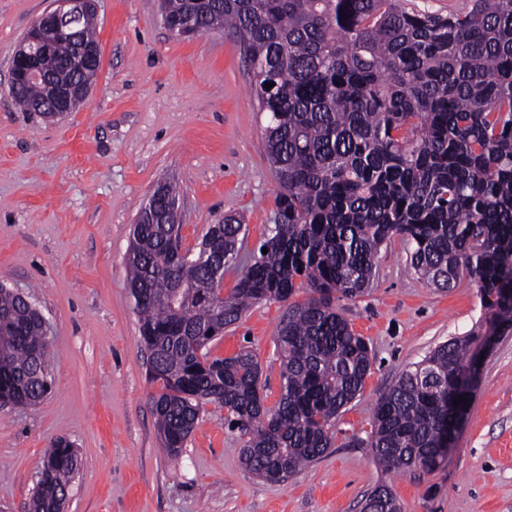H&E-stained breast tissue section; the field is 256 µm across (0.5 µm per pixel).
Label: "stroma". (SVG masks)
Segmentation results:
<instances>
[{"instance_id":"stroma-1","label":"stroma","mask_w":512,"mask_h":512,"mask_svg":"<svg viewBox=\"0 0 512 512\" xmlns=\"http://www.w3.org/2000/svg\"><path fill=\"white\" fill-rule=\"evenodd\" d=\"M52 0H0V282L31 296L50 323L51 394L0 407V512H27L46 448L59 437L80 459L64 512H361L390 486L401 512H512V334L484 359L480 383L445 463L405 475L367 445L377 399L436 346L495 328L469 281L439 290L409 272L392 237L366 294L335 306L368 343L363 391L336 419L334 445L283 482L241 461L224 409L205 405L178 456L158 446L138 316L126 288L131 226L156 183L177 180L182 246L242 216L232 288L275 210L250 63L236 40L172 35L158 0H97L101 66L75 112L46 121L9 93L11 57ZM287 304L252 305L210 353L258 358L266 404L280 398L274 340Z\"/></svg>"}]
</instances>
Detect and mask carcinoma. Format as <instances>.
<instances>
[{"label": "carcinoma", "mask_w": 512, "mask_h": 512, "mask_svg": "<svg viewBox=\"0 0 512 512\" xmlns=\"http://www.w3.org/2000/svg\"><path fill=\"white\" fill-rule=\"evenodd\" d=\"M185 36L224 31L243 46L264 151L278 184L259 256L227 296L215 287L236 260L244 225H208L182 250L179 190L154 191L133 225L127 288L160 384L152 408L163 450L179 454L207 403L243 440L244 464L284 481L333 445L340 411L371 370L365 339L333 306L364 295L381 246L400 235L408 266L438 289L475 283L484 307L512 328V0H469L448 15L402 0H161ZM95 11L77 37L58 39L61 67L9 91L44 117L62 64L98 45ZM271 83L273 87L265 88ZM268 249L262 253V249ZM306 288L310 297L293 302ZM27 296L0 284V405L34 406L52 389L47 336ZM290 302L275 338L280 399L265 404L250 351L213 357L210 346L254 303ZM476 333L453 339L406 370L374 408L368 447L398 473L432 471L453 401L473 396ZM79 467L54 440L41 462L28 512H61ZM399 512L387 486L365 505Z\"/></svg>", "instance_id": "cac0c4a2"}]
</instances>
